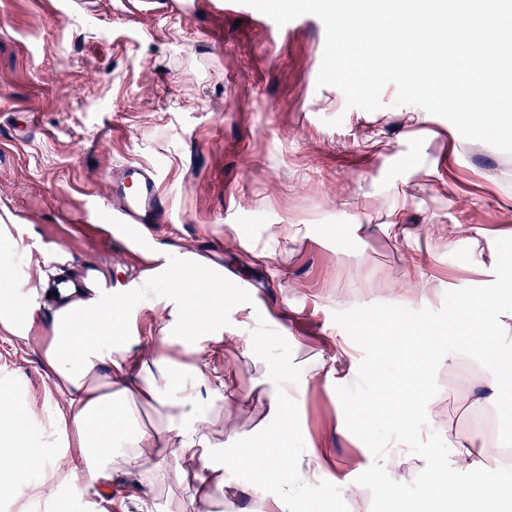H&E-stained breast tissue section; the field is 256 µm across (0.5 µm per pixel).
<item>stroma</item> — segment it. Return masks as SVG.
<instances>
[{
	"mask_svg": "<svg viewBox=\"0 0 512 512\" xmlns=\"http://www.w3.org/2000/svg\"><path fill=\"white\" fill-rule=\"evenodd\" d=\"M186 17H130L114 0H0V210L13 215L6 260L32 290L55 262L78 272L99 256L115 287L135 270L121 243H104L108 176L123 163L159 168L174 221L146 237L221 265L247 282L228 296L224 336L203 340L229 380L211 443L250 448L273 434L272 380H307L291 414L296 442L278 481L253 491V466L224 479L234 498L196 497L205 464L168 455L152 484L118 475L123 504L96 496L87 481L37 499L0 498V512H259L294 478L308 453L323 457L288 512H371L357 485L369 466L364 443L342 435L336 369L358 345L333 320L339 312L411 298L440 310L447 292L491 284L472 238H512V154L471 148L446 119L396 104L387 86L374 112L348 107L334 86H318L325 27L270 34L256 16L215 12L204 0ZM94 195L92 224L76 233L75 206ZM172 289L150 287L129 313L136 344L160 335ZM273 329L260 350L243 337ZM42 325L19 342L0 333V375L28 393L34 443L54 439V403L41 349ZM471 364H440V420L463 427Z\"/></svg>",
	"mask_w": 512,
	"mask_h": 512,
	"instance_id": "stroma-1",
	"label": "stroma"
}]
</instances>
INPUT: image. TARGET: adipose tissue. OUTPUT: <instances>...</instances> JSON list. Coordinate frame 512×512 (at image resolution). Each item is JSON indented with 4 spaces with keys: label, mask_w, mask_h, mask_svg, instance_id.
<instances>
[{
    "label": "adipose tissue",
    "mask_w": 512,
    "mask_h": 512,
    "mask_svg": "<svg viewBox=\"0 0 512 512\" xmlns=\"http://www.w3.org/2000/svg\"><path fill=\"white\" fill-rule=\"evenodd\" d=\"M161 269L167 287L173 288L170 321L166 333L153 337L139 357H131L128 306L124 293L100 298L94 288L70 292L66 301L50 315L53 336L42 351V364L50 384L49 397H61L63 408L53 420L55 440L43 447L32 446L29 425L33 412L16 386L0 383V497L25 494L29 468L44 475L43 486L59 480L85 476L90 483L111 489L114 475L134 474L152 483L162 472L166 454L188 458L208 456L212 445L208 428L219 416L204 414L193 394L175 396L157 386V379L177 383L181 374L168 348L179 345L191 355L189 370L197 385L223 398L224 373L211 367L199 345L201 338L224 331V296L208 288V268L201 263H181L179 254L162 257ZM38 291L22 293L15 272L0 262V330L17 340L28 339L41 318ZM477 325L479 335L470 337L467 353L475 365L469 374L473 391L469 411L480 414L512 393V365H505L503 337L512 331L496 302L478 299L448 314V335L456 337L463 325ZM304 383L281 380L269 398V411L276 431L257 440L255 447L236 448L224 458L225 465L242 461L260 463L262 470L278 472L275 451L286 448L294 431L289 403L302 394ZM149 399L164 408L162 435L149 436L134 426L130 402ZM450 451L433 455L426 462L429 498L448 502L454 512H474L473 487L456 480L466 472L483 473L486 461L502 451L500 444L485 438L480 430L470 432L453 422L440 424ZM483 512H512V480L502 478L485 501Z\"/></svg>",
    "instance_id": "obj_1"
}]
</instances>
